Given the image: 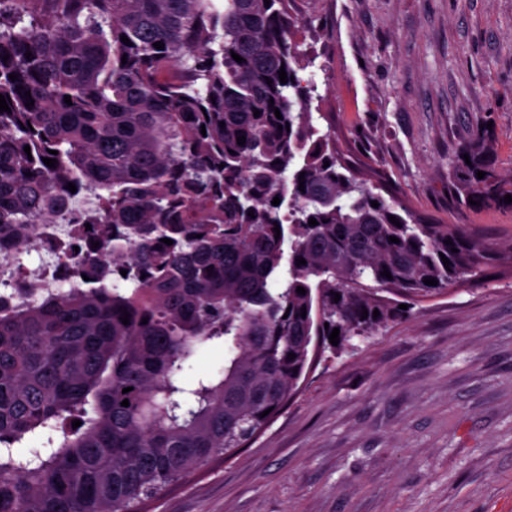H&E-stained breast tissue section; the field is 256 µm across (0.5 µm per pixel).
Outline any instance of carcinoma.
I'll return each instance as SVG.
<instances>
[{
	"instance_id": "cac0c4a2",
	"label": "carcinoma",
	"mask_w": 512,
	"mask_h": 512,
	"mask_svg": "<svg viewBox=\"0 0 512 512\" xmlns=\"http://www.w3.org/2000/svg\"><path fill=\"white\" fill-rule=\"evenodd\" d=\"M10 2L0 10L11 109L0 112V247L62 208L72 183L102 205L69 223L112 225L96 248L112 263L95 261L84 291L0 313V512H141L263 431L315 345L332 360L404 319L382 293L418 301L512 265L511 241L419 223L357 177L313 123L317 85L298 76L311 61L289 42L288 0H40L49 9L27 23L30 0ZM464 153L463 203L512 209V175L495 171L488 132ZM164 238L173 244L152 246ZM115 278L132 283L129 295ZM221 336L224 375L176 385L195 343ZM45 430L61 433L56 446L16 460L13 446Z\"/></svg>"
}]
</instances>
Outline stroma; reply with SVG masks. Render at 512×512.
I'll list each match as a JSON object with an SVG mask.
<instances>
[{
    "mask_svg": "<svg viewBox=\"0 0 512 512\" xmlns=\"http://www.w3.org/2000/svg\"><path fill=\"white\" fill-rule=\"evenodd\" d=\"M313 108L346 158L427 222L512 236V211L472 209L453 178L488 123L512 170V0H290ZM224 373L196 343L182 386ZM147 512H512V271L415 302L333 362L235 455Z\"/></svg>",
    "mask_w": 512,
    "mask_h": 512,
    "instance_id": "obj_1",
    "label": "stroma"
}]
</instances>
